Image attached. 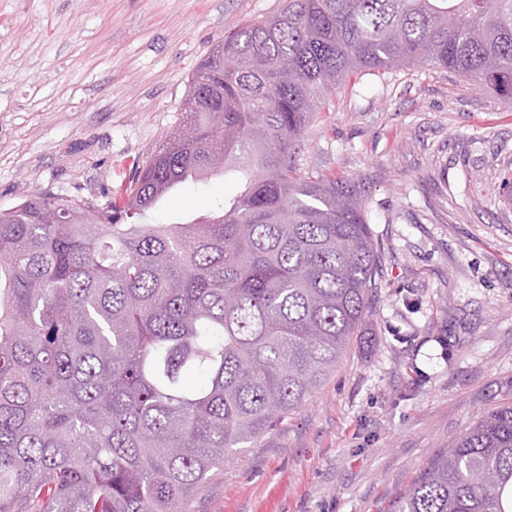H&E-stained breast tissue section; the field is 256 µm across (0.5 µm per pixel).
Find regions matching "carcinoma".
Here are the masks:
<instances>
[{"instance_id": "obj_1", "label": "carcinoma", "mask_w": 512, "mask_h": 512, "mask_svg": "<svg viewBox=\"0 0 512 512\" xmlns=\"http://www.w3.org/2000/svg\"><path fill=\"white\" fill-rule=\"evenodd\" d=\"M426 66L511 105L512 0H288L212 48L123 205L0 209V512H186L298 411L358 335L378 256L360 188L294 156L350 73ZM220 176L242 190L212 213L144 222ZM387 512H512V402Z\"/></svg>"}]
</instances>
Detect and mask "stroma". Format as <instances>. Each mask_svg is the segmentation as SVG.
Returning a JSON list of instances; mask_svg holds the SVG:
<instances>
[{"instance_id": "stroma-1", "label": "stroma", "mask_w": 512, "mask_h": 512, "mask_svg": "<svg viewBox=\"0 0 512 512\" xmlns=\"http://www.w3.org/2000/svg\"><path fill=\"white\" fill-rule=\"evenodd\" d=\"M284 0H0V209L41 192L106 203L182 121L225 33ZM304 170L345 176L380 254L369 310L292 418L189 512H386L438 449L512 399V107L439 67L359 75L307 127ZM187 185L170 224L233 193ZM456 354L441 357L443 344Z\"/></svg>"}]
</instances>
